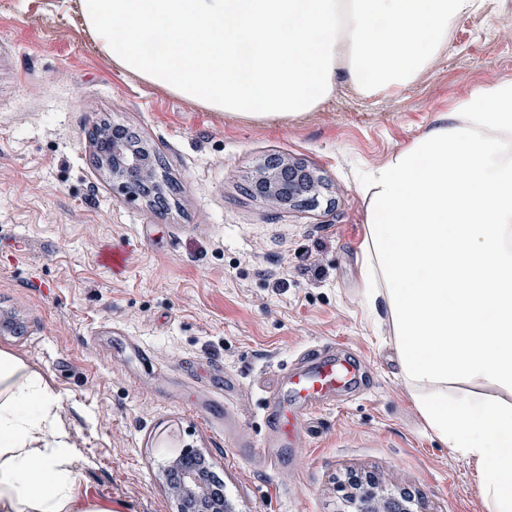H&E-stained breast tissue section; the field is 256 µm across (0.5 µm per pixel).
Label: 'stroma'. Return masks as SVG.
<instances>
[{"instance_id":"stroma-1","label":"stroma","mask_w":512,"mask_h":512,"mask_svg":"<svg viewBox=\"0 0 512 512\" xmlns=\"http://www.w3.org/2000/svg\"><path fill=\"white\" fill-rule=\"evenodd\" d=\"M512 77V0H485L416 83L359 99L339 88L270 125L208 112L115 69L65 0H0V333L62 397L83 497L112 512H177L165 469L203 453L233 512H341L350 477L377 473L428 512H487L474 469L427 429L400 375L385 314L361 276L363 172L386 162L477 87ZM138 131L176 183L164 214L112 191L92 159L100 122ZM302 158L328 189L277 210L251 189L267 156ZM116 248L122 270L101 260ZM148 349L135 356L126 337ZM336 344L363 393L303 428L288 462L266 446L263 372ZM217 366L221 390L193 373ZM215 406L264 446L246 456L203 416Z\"/></svg>"}]
</instances>
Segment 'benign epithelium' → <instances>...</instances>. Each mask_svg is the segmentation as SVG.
Segmentation results:
<instances>
[{
    "label": "benign epithelium",
    "instance_id": "obj_1",
    "mask_svg": "<svg viewBox=\"0 0 512 512\" xmlns=\"http://www.w3.org/2000/svg\"><path fill=\"white\" fill-rule=\"evenodd\" d=\"M91 145L97 165L122 193L149 204L161 199L153 152L145 140L118 139L101 129ZM251 188L283 210L314 208L326 192L323 176L303 159L281 154L268 156L254 169ZM187 454L196 458L198 466L192 467L179 457L168 465V470L178 472V480H167L178 510L183 512L185 506L192 505L194 512H231L227 503L211 493L205 456L190 449ZM344 508L345 512H423L418 500L405 492H395L377 474L352 480Z\"/></svg>",
    "mask_w": 512,
    "mask_h": 512
}]
</instances>
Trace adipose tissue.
Returning a JSON list of instances; mask_svg holds the SVG:
<instances>
[{
	"instance_id": "obj_1",
	"label": "adipose tissue",
	"mask_w": 512,
	"mask_h": 512,
	"mask_svg": "<svg viewBox=\"0 0 512 512\" xmlns=\"http://www.w3.org/2000/svg\"><path fill=\"white\" fill-rule=\"evenodd\" d=\"M113 67L211 112L285 121L339 84H413L482 0H76ZM365 300L384 304L431 433L512 512V78L474 89L369 169ZM61 397L0 350V512H111L80 497Z\"/></svg>"
}]
</instances>
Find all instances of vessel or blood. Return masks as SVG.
Segmentation results:
<instances>
[{
	"label": "vessel or blood",
	"mask_w": 512,
	"mask_h": 512,
	"mask_svg": "<svg viewBox=\"0 0 512 512\" xmlns=\"http://www.w3.org/2000/svg\"><path fill=\"white\" fill-rule=\"evenodd\" d=\"M359 365L337 358L336 347L326 344L304 351L292 366L261 380L266 395V426L279 447L291 445L302 420L334 408L340 397L357 390ZM224 436L239 452H252L256 442L240 421L224 419Z\"/></svg>",
	"instance_id": "vessel-or-blood-1"
}]
</instances>
